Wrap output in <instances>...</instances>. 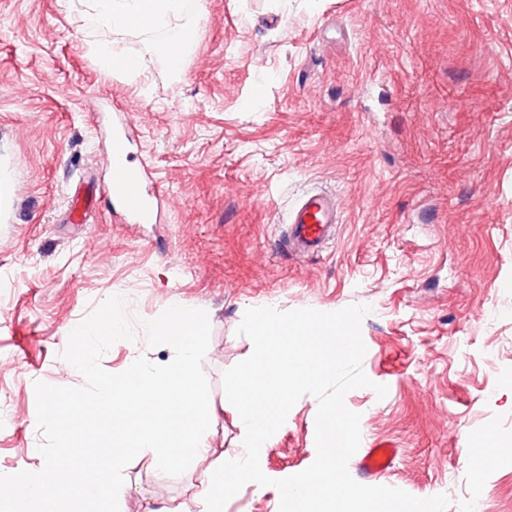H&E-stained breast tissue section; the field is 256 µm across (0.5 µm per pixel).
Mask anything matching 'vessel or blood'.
<instances>
[{"mask_svg":"<svg viewBox=\"0 0 512 512\" xmlns=\"http://www.w3.org/2000/svg\"><path fill=\"white\" fill-rule=\"evenodd\" d=\"M139 136V128L131 116H124L112 132V152L106 162L107 176L98 184L99 193L111 196L114 215L126 224L157 222L162 201L160 192L150 188L153 167L149 159L131 166L126 149ZM342 207L335 195L313 191L303 195L289 209L286 233L279 238L280 252L295 257L318 254L335 238ZM393 451L389 448L368 449L359 464L362 479L381 476L389 467Z\"/></svg>","mask_w":512,"mask_h":512,"instance_id":"vessel-or-blood-1","label":"vessel or blood"}]
</instances>
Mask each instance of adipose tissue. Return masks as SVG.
I'll return each mask as SVG.
<instances>
[{
  "label": "adipose tissue",
  "instance_id": "ef3b65f1",
  "mask_svg": "<svg viewBox=\"0 0 512 512\" xmlns=\"http://www.w3.org/2000/svg\"><path fill=\"white\" fill-rule=\"evenodd\" d=\"M94 23L115 30L148 29L179 19L181 0H69Z\"/></svg>",
  "mask_w": 512,
  "mask_h": 512
}]
</instances>
